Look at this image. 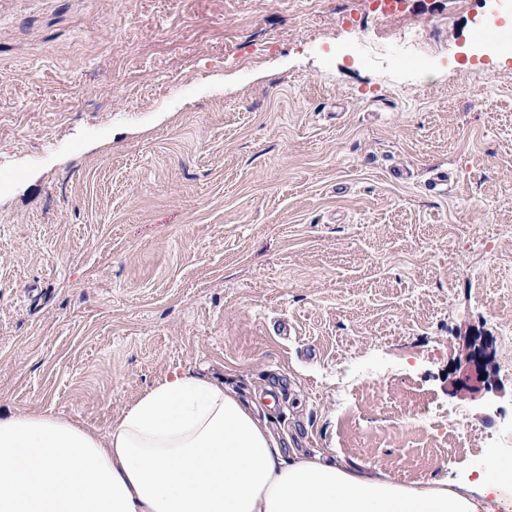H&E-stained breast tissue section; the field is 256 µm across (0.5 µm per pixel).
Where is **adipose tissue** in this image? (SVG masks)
<instances>
[{"label": "adipose tissue", "instance_id": "1", "mask_svg": "<svg viewBox=\"0 0 512 512\" xmlns=\"http://www.w3.org/2000/svg\"><path fill=\"white\" fill-rule=\"evenodd\" d=\"M0 512H512V474L409 485L287 452L257 404L176 370L104 432L48 411L0 416Z\"/></svg>", "mask_w": 512, "mask_h": 512}]
</instances>
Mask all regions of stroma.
I'll return each mask as SVG.
<instances>
[{"mask_svg": "<svg viewBox=\"0 0 512 512\" xmlns=\"http://www.w3.org/2000/svg\"><path fill=\"white\" fill-rule=\"evenodd\" d=\"M488 15L512 31V0H0V411L104 430L180 369L406 484L512 456ZM381 38L425 51L359 60ZM471 333L499 394L458 384ZM441 404L465 421L418 426Z\"/></svg>", "mask_w": 512, "mask_h": 512, "instance_id": "obj_1", "label": "stroma"}]
</instances>
